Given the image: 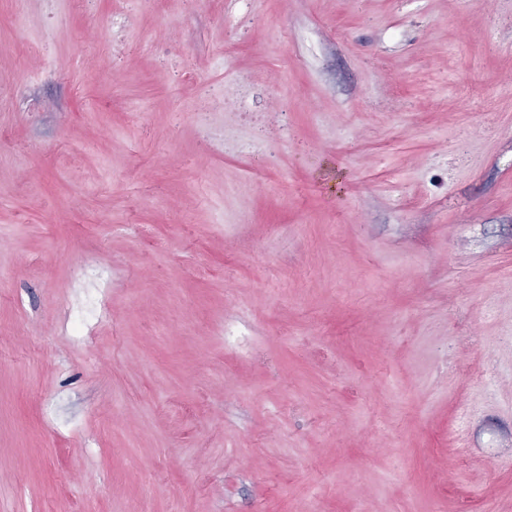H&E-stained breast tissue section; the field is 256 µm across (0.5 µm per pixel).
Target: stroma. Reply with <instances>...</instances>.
<instances>
[{
    "label": "stroma",
    "instance_id": "1",
    "mask_svg": "<svg viewBox=\"0 0 512 512\" xmlns=\"http://www.w3.org/2000/svg\"><path fill=\"white\" fill-rule=\"evenodd\" d=\"M313 503L512 512V0H0V512Z\"/></svg>",
    "mask_w": 512,
    "mask_h": 512
}]
</instances>
